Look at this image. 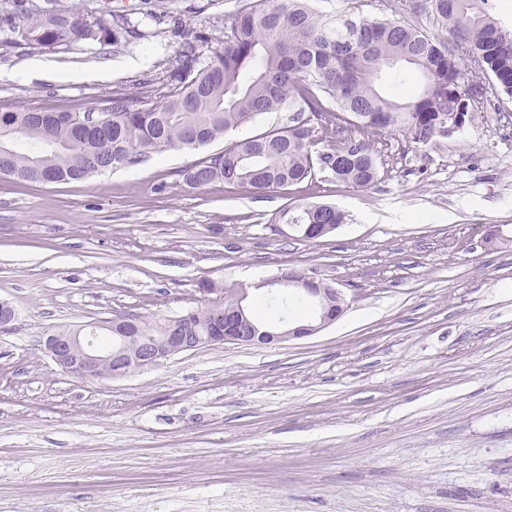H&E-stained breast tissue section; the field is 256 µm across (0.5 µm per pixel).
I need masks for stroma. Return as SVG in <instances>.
<instances>
[{
	"mask_svg": "<svg viewBox=\"0 0 512 512\" xmlns=\"http://www.w3.org/2000/svg\"><path fill=\"white\" fill-rule=\"evenodd\" d=\"M33 2L121 15L143 36L28 50L4 47L0 24V109L103 108L185 40L221 48L240 0H161L174 15L161 24L144 0ZM44 57L61 78L19 80ZM292 118L265 113L108 176L0 177V301L17 313L0 331V512H512V102L434 145L392 136L368 190L322 173L277 192L184 185L198 159ZM301 201L349 219L316 241L272 231ZM289 265L349 303L303 339L97 380L40 346L103 319H170L201 305V279L250 286Z\"/></svg>",
	"mask_w": 512,
	"mask_h": 512,
	"instance_id": "obj_1",
	"label": "stroma"
}]
</instances>
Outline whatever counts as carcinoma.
Returning a JSON list of instances; mask_svg holds the SVG:
<instances>
[{
  "label": "carcinoma",
  "mask_w": 512,
  "mask_h": 512,
  "mask_svg": "<svg viewBox=\"0 0 512 512\" xmlns=\"http://www.w3.org/2000/svg\"><path fill=\"white\" fill-rule=\"evenodd\" d=\"M379 14L365 16L353 3L347 14L318 10L312 0H243L224 20V47L203 51L205 37L184 42L162 76L112 92L103 109L105 134L89 139L70 112L17 108L0 111V176L35 184L46 168L57 181L94 174L91 159L124 166L154 153L198 149L253 121L288 107L294 124L235 141L182 174L199 189L216 181L269 191L300 185L315 171L338 184L369 189L378 179V157L398 133L408 145L427 146L460 131L489 98H512V30L498 25L488 0H378ZM17 18L9 46L72 49L82 42L118 46L141 33L129 22L88 20L63 6L35 11L12 0ZM426 17L438 34L419 22ZM403 64L418 83L402 102L383 95L385 70ZM323 151L315 150L320 143ZM332 204L287 206L269 220L304 234L308 224H343ZM222 301L193 310L200 336L224 327L234 296L205 280ZM248 320L274 327L280 307L267 298L246 307Z\"/></svg>",
  "instance_id": "cac0c4a2"
}]
</instances>
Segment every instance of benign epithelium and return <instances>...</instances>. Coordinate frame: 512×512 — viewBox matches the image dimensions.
<instances>
[{"instance_id": "obj_1", "label": "benign epithelium", "mask_w": 512, "mask_h": 512, "mask_svg": "<svg viewBox=\"0 0 512 512\" xmlns=\"http://www.w3.org/2000/svg\"><path fill=\"white\" fill-rule=\"evenodd\" d=\"M265 285L307 296L320 309L319 315L309 322L274 332L255 325L242 327L244 311L240 306L224 313V331L208 337L202 345H274L301 339L325 329L345 310V299L338 288H307L298 278L269 279ZM186 326L184 320L169 321L163 326V335L141 339L135 351L126 349L129 341L126 333L136 327L130 317L54 331L42 338L41 346L65 373L81 379H99L103 377V365L111 362L114 365L112 375L118 377L126 374L131 365L138 369L157 367L179 353L199 347L197 343H189V337L185 336Z\"/></svg>"}]
</instances>
